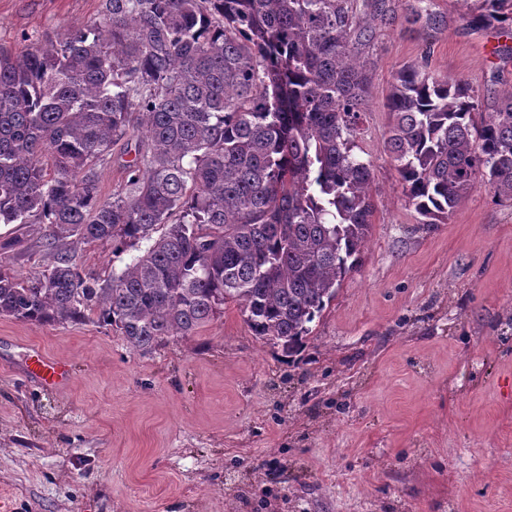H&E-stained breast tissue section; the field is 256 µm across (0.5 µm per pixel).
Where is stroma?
I'll list each match as a JSON object with an SVG mask.
<instances>
[{
  "label": "stroma",
  "mask_w": 512,
  "mask_h": 512,
  "mask_svg": "<svg viewBox=\"0 0 512 512\" xmlns=\"http://www.w3.org/2000/svg\"><path fill=\"white\" fill-rule=\"evenodd\" d=\"M105 0H0V51L55 44L104 16ZM446 23L376 25L371 106L354 141L375 213L358 272L285 357L228 305L192 336L133 350L87 320L0 316V512H512V200L471 191L427 226L387 152L383 103L396 70L432 43V71L470 83L483 111L512 84V36ZM135 142L99 168L120 191ZM17 274L47 269L37 224H0ZM107 275L135 251L70 239ZM71 366L58 389L29 377L32 349Z\"/></svg>",
  "instance_id": "1"
}]
</instances>
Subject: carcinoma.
Returning a JSON list of instances; mask_svg holds the SVG:
<instances>
[{
	"instance_id": "obj_1",
	"label": "carcinoma",
	"mask_w": 512,
	"mask_h": 512,
	"mask_svg": "<svg viewBox=\"0 0 512 512\" xmlns=\"http://www.w3.org/2000/svg\"><path fill=\"white\" fill-rule=\"evenodd\" d=\"M405 0L406 19L443 18ZM474 27L512 26V0H475ZM396 0H107L101 24L21 57L0 52V224H41L52 262L20 279L0 264V314L115 328L148 352L224 306L291 356L356 271L374 215L373 169L352 153L369 111L370 22ZM393 75L387 151L423 224L479 186L512 199V86L482 116L470 85L428 67ZM145 131L125 187L98 167ZM50 158L51 169L44 167ZM75 236L143 254L83 272Z\"/></svg>"
}]
</instances>
